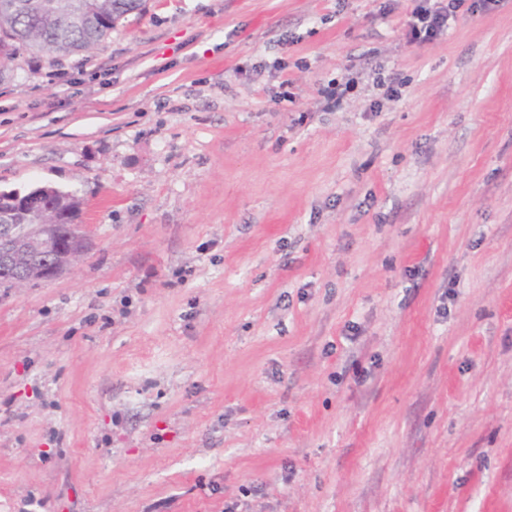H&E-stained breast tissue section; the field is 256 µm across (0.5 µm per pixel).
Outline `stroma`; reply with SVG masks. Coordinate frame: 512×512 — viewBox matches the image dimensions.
Here are the masks:
<instances>
[{
    "label": "stroma",
    "instance_id": "stroma-1",
    "mask_svg": "<svg viewBox=\"0 0 512 512\" xmlns=\"http://www.w3.org/2000/svg\"><path fill=\"white\" fill-rule=\"evenodd\" d=\"M144 0L0 72V512H512V0ZM349 82L339 107L321 89ZM465 0H448V4L436 8L421 7L412 12L408 24V42L431 41L447 25L450 16L463 6ZM27 194L51 202L54 213L48 220L58 224H45L41 207H25L20 222L2 223L0 218V272L12 275L7 279L11 290L62 277L89 248L76 222L81 212L78 198L53 187H38ZM70 224L71 234L62 236L59 230L68 233Z\"/></svg>",
    "mask_w": 512,
    "mask_h": 512
}]
</instances>
